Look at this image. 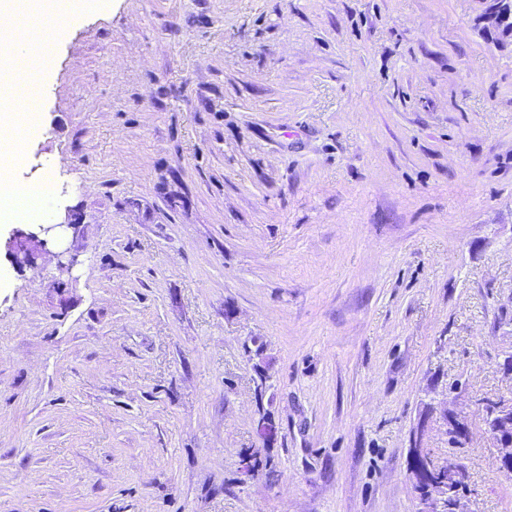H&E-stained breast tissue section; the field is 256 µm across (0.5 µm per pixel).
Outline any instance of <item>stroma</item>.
<instances>
[{"label": "stroma", "mask_w": 512, "mask_h": 512, "mask_svg": "<svg viewBox=\"0 0 512 512\" xmlns=\"http://www.w3.org/2000/svg\"><path fill=\"white\" fill-rule=\"evenodd\" d=\"M483 0H97L9 167L0 512H512V38ZM267 418L274 433H258ZM256 454L259 469L241 468ZM2 164L1 160L0 201L11 205L14 214L24 215L21 212L31 206L39 209L48 200L50 188L47 183H28L12 178L8 171H2ZM47 244V239H41L39 234L33 231H15L5 241V248L12 256L23 254L27 262L34 264L35 252ZM486 432L494 440L497 464L501 471L512 474V402L504 399L493 401L485 414ZM417 452L421 455H427L432 460L433 465L437 470L445 471L448 479L440 480V484H434L429 491L426 486L421 489V498L429 497L426 502H423L422 511L425 512H442L444 505L448 501L449 495H453L451 509L454 512H461L462 496L455 495V491L460 488L461 484L465 482V473L462 469L456 456H449L447 461H439L432 455L428 448H417ZM433 494L436 497H433Z\"/></svg>", "instance_id": "1"}]
</instances>
